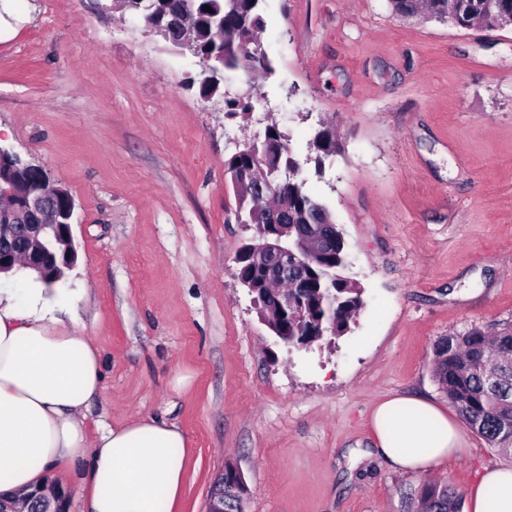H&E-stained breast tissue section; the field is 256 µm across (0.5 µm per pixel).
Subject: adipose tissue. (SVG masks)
Wrapping results in <instances>:
<instances>
[{
  "label": "adipose tissue",
  "instance_id": "obj_1",
  "mask_svg": "<svg viewBox=\"0 0 512 512\" xmlns=\"http://www.w3.org/2000/svg\"><path fill=\"white\" fill-rule=\"evenodd\" d=\"M100 354L28 291L0 300V492L39 486L56 464L85 462V512H171L183 495L186 437L146 418L104 427L88 440L84 410L102 390ZM375 446L394 468L425 473L468 452L457 417L435 402L382 401L371 416ZM469 512H512V466L484 468L467 490Z\"/></svg>",
  "mask_w": 512,
  "mask_h": 512
}]
</instances>
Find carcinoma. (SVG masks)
<instances>
[{
	"label": "carcinoma",
	"mask_w": 512,
	"mask_h": 512,
	"mask_svg": "<svg viewBox=\"0 0 512 512\" xmlns=\"http://www.w3.org/2000/svg\"><path fill=\"white\" fill-rule=\"evenodd\" d=\"M259 0H145L141 16L149 25L162 24L173 32L192 33L193 46L204 63L200 93L207 99L220 89L226 68L242 67L256 73L270 69L269 58L254 39L263 27L258 12ZM210 10H204V7ZM395 13L414 15L420 11L433 20L467 28L475 24L489 27L512 25V0H391ZM262 98H224V112L230 118L248 123ZM315 168L339 150V141L329 128L320 129L312 142ZM261 166L265 177L278 192L274 205L264 206L266 194L256 191L246 172ZM225 172L236 199L235 216L247 224L277 212V223L304 227L310 242L320 244L323 225L333 223L326 204L304 190L302 168L294 157L288 136L275 123L265 127L264 138L254 144H239L225 160ZM307 287L299 289L304 315L282 322L281 334L293 340L299 336H318L332 330L339 338L350 329V322L363 306L362 288L345 275V241L336 228L335 243L317 249L308 262ZM433 378L462 421L503 455H512V324L492 334L478 327L442 336L433 344ZM224 470V510L245 512L247 486ZM408 512H462V496L446 482L426 479L406 494Z\"/></svg>",
	"instance_id": "cac0c4a2"
}]
</instances>
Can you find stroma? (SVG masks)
<instances>
[{
    "label": "stroma",
    "instance_id": "obj_1",
    "mask_svg": "<svg viewBox=\"0 0 512 512\" xmlns=\"http://www.w3.org/2000/svg\"><path fill=\"white\" fill-rule=\"evenodd\" d=\"M107 2L0 0V144L75 204L58 315L100 352L89 434L176 424L189 465L174 512H206L229 464L245 512H406L421 477L378 455L374 407L447 405L434 342L512 322V27L400 17L388 0H260L271 70L222 79L265 99L244 128L192 86L199 58ZM271 116L363 290L350 331L308 352L276 339L235 277L249 233L224 161ZM325 123L341 148L318 171L306 157ZM464 437L470 454L429 473L461 492L507 461Z\"/></svg>",
    "mask_w": 512,
    "mask_h": 512
}]
</instances>
